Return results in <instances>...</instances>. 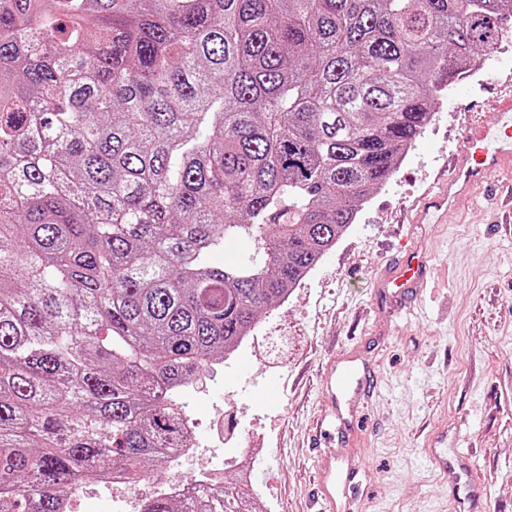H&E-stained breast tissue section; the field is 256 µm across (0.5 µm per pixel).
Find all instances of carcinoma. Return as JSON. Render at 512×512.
<instances>
[{
    "instance_id": "1",
    "label": "carcinoma",
    "mask_w": 512,
    "mask_h": 512,
    "mask_svg": "<svg viewBox=\"0 0 512 512\" xmlns=\"http://www.w3.org/2000/svg\"><path fill=\"white\" fill-rule=\"evenodd\" d=\"M511 27L512 0H0V512L165 462L172 396ZM142 512L255 508L228 479Z\"/></svg>"
}]
</instances>
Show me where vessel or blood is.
Masks as SVG:
<instances>
[{
	"instance_id": "b4317fda",
	"label": "vessel or blood",
	"mask_w": 512,
	"mask_h": 512,
	"mask_svg": "<svg viewBox=\"0 0 512 512\" xmlns=\"http://www.w3.org/2000/svg\"><path fill=\"white\" fill-rule=\"evenodd\" d=\"M512 169V95L503 97L490 117L470 124L461 136L454 153L444 188L429 196L417 215L421 224L446 223L448 213L460 200L473 197L490 174ZM431 274L429 258L415 248L405 249L402 256L387 263L377 278L381 288H418ZM361 379L353 365L330 369L326 388L331 398H343L359 390ZM332 455L321 457L319 479L324 489L323 512H336V493L350 479L346 469H336ZM429 461L441 475L461 479L468 469L467 456L449 461L439 449H431Z\"/></svg>"
}]
</instances>
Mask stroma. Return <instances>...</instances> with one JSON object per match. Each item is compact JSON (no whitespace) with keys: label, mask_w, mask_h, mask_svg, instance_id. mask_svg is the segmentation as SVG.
<instances>
[{"label":"stroma","mask_w":512,"mask_h":512,"mask_svg":"<svg viewBox=\"0 0 512 512\" xmlns=\"http://www.w3.org/2000/svg\"><path fill=\"white\" fill-rule=\"evenodd\" d=\"M397 171L299 288L261 314L255 356L213 364L207 392L177 393L187 415L221 412L225 434L257 441L249 461L259 512H314L321 452L355 477L356 512H442L458 488L426 462L429 448H463L477 495L467 512H512V232L489 212L410 223L440 183L458 138L512 92V67L459 76ZM434 250L435 291L398 298L376 277L403 242ZM351 360L377 378L338 403L325 395L331 364ZM275 395L253 399L268 381ZM356 413L315 443L331 410Z\"/></svg>","instance_id":"1"}]
</instances>
